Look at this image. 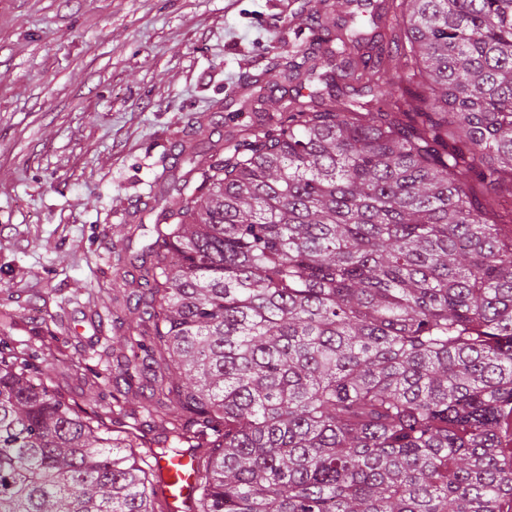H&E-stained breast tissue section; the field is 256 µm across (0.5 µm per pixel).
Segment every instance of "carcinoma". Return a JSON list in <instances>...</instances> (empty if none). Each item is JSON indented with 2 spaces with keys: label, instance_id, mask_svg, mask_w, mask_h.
Wrapping results in <instances>:
<instances>
[{
  "label": "carcinoma",
  "instance_id": "carcinoma-1",
  "mask_svg": "<svg viewBox=\"0 0 512 512\" xmlns=\"http://www.w3.org/2000/svg\"><path fill=\"white\" fill-rule=\"evenodd\" d=\"M251 77L300 80L157 178L112 297V408L0 340V512H512V0H382ZM160 466L163 482L159 490L166 503L178 512H193L200 474L191 454L186 451L170 462L163 459Z\"/></svg>",
  "mask_w": 512,
  "mask_h": 512
}]
</instances>
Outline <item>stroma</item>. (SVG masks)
<instances>
[{
  "instance_id": "obj_1",
  "label": "stroma",
  "mask_w": 512,
  "mask_h": 512,
  "mask_svg": "<svg viewBox=\"0 0 512 512\" xmlns=\"http://www.w3.org/2000/svg\"><path fill=\"white\" fill-rule=\"evenodd\" d=\"M307 0H0V339L36 350L77 405H112L92 343L114 336L112 286L149 238L147 207L179 145L233 127L228 104L288 50Z\"/></svg>"
}]
</instances>
